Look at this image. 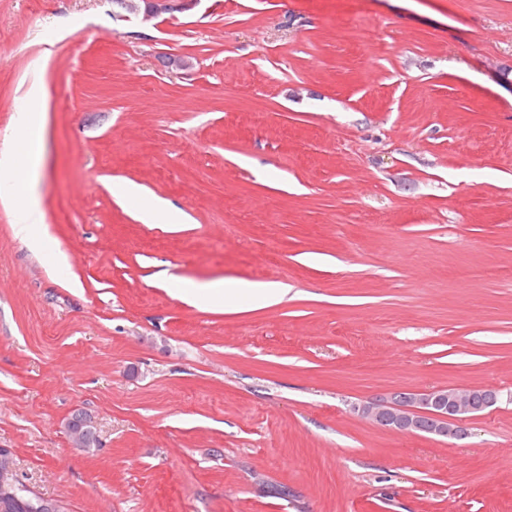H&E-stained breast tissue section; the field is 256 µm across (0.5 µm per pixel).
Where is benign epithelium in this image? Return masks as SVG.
I'll list each match as a JSON object with an SVG mask.
<instances>
[{
	"mask_svg": "<svg viewBox=\"0 0 512 512\" xmlns=\"http://www.w3.org/2000/svg\"><path fill=\"white\" fill-rule=\"evenodd\" d=\"M199 0H112L116 13L143 14L147 19L195 5ZM477 404L471 390L444 387L402 390L388 398H370L352 410L381 429L396 434L428 433L439 437L465 435L461 422L496 406L499 391L485 390Z\"/></svg>",
	"mask_w": 512,
	"mask_h": 512,
	"instance_id": "7a95c632",
	"label": "benign epithelium"
}]
</instances>
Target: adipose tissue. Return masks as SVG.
Instances as JSON below:
<instances>
[{
  "instance_id": "obj_1",
  "label": "adipose tissue",
  "mask_w": 512,
  "mask_h": 512,
  "mask_svg": "<svg viewBox=\"0 0 512 512\" xmlns=\"http://www.w3.org/2000/svg\"><path fill=\"white\" fill-rule=\"evenodd\" d=\"M44 121V113L28 109L18 112L14 123L26 130L29 137L14 141L9 148L0 151V203L11 209L17 233L26 239L34 238L44 223L40 201L31 189L42 160V150L30 141L31 136L40 132ZM21 154L28 157L27 167H18L16 163ZM180 296L187 302L200 299L213 307L236 311L244 299L255 309L282 303L288 296V290L278 283H241L228 287L218 284L202 293L185 288Z\"/></svg>"
}]
</instances>
